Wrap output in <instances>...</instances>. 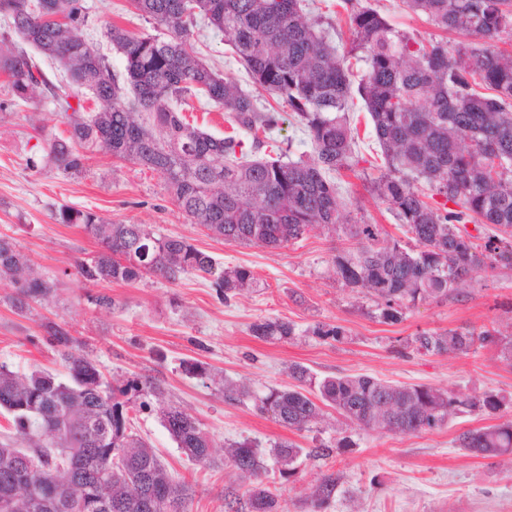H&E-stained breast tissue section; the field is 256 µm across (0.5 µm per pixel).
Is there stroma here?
I'll return each instance as SVG.
<instances>
[{"label":"stroma","instance_id":"obj_1","mask_svg":"<svg viewBox=\"0 0 512 512\" xmlns=\"http://www.w3.org/2000/svg\"><path fill=\"white\" fill-rule=\"evenodd\" d=\"M398 30L420 39L435 36L425 18L409 13L401 0H370ZM91 23L81 35L107 54L113 71L123 69L121 55L110 48L105 25L133 33L151 31L128 0H83ZM192 41L212 67L234 77L245 90L253 85L231 55L224 35L195 29ZM352 122L359 132L358 162L336 180L344 199L343 214L410 245L387 204L371 191L383 164L369 114L356 105ZM60 133L67 125L43 89L28 100L15 99L0 75V235L10 237L30 264L56 283L54 296L18 312L11 305L14 288L0 280V363L26 373L34 369L62 372L53 346L45 339L46 323H55L77 338L105 376L146 377L160 383L170 399L197 418L216 442L213 461L202 467L187 462L155 410L135 409L132 426L160 454L170 473L192 484L188 512H225L224 493L238 486L224 462L227 444L249 438L262 448L289 441L303 448L333 446L328 459L301 457L294 473L281 474L266 459L262 477L275 489L285 512H512V455L476 456L456 439L469 429L491 425L492 417L472 410L442 429L422 434H389L349 427L351 447L336 445L331 430L297 432L255 410L251 401L229 403L211 380L187 375L192 361L207 370L247 383L253 390L293 386L288 367L299 363L317 376L368 375L394 384L428 385L460 396L495 395L502 418L512 417V366L500 348L488 344L465 355H424L409 341L423 332L499 330L512 338V270L481 269L459 296L426 300L383 319L374 299L344 286L331 268L350 240L322 229L281 248L243 245L214 237L190 223L172 201L156 172L102 152L88 155L86 170L69 176L53 168L32 169L42 161L46 143L38 127ZM63 205L93 210L115 224H146L162 233L186 238L227 267H249L255 290L220 300L208 280L194 274L170 283L150 277L135 285L93 284L77 272L90 258L96 241L81 226L54 218ZM105 293L116 306H96ZM263 319L295 325L291 340L255 338L250 326ZM339 327L340 338L312 335L316 325ZM336 474L335 497L314 508L310 492L324 475Z\"/></svg>","mask_w":512,"mask_h":512}]
</instances>
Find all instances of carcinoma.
<instances>
[{
    "mask_svg": "<svg viewBox=\"0 0 512 512\" xmlns=\"http://www.w3.org/2000/svg\"><path fill=\"white\" fill-rule=\"evenodd\" d=\"M440 35L427 41L396 30L366 0H341L353 32L348 54L363 63L353 83L331 24L305 9L304 0H130L153 32L134 34L110 25L105 37L123 57L112 72L99 49L79 30L88 23L81 0H0V74L12 96L28 99L42 87L56 101L69 135L47 139L48 157L66 175L85 170L79 148L97 149L159 173L172 200L193 224L226 242L279 248L317 227L359 242L336 256L333 273L371 295L380 315L394 319L405 304L463 293L481 267L512 268V51L496 48L512 33V0H402ZM224 33L252 84L288 106L307 135L314 157L284 161L261 155L282 115L261 108L257 96L206 64L191 41L198 20ZM19 35L64 68L66 85L49 82L41 66L9 45ZM450 34L482 43L448 41ZM493 91L488 96L477 90ZM91 94L86 109L82 92ZM230 113L235 131L217 137L186 121L187 96ZM368 112L385 169L373 191L388 205L418 249L381 236L375 224L343 223V202L333 174L354 162L356 128L349 112L354 96ZM78 98L72 107L68 98ZM442 197L456 208L435 206ZM60 224H79L100 250L77 265L89 282L134 285L148 276L169 282L195 273L211 279L229 300L257 286L244 266L223 267L182 237L146 224H113L92 210L62 207ZM493 224L499 234L484 244L459 228ZM0 280L16 288L15 307L49 297L55 285L32 270L12 241L0 237ZM67 378L44 370L22 374L0 365V414L15 438L0 442V512H186L193 487L175 480L155 450L132 431L133 393L154 398L161 421L186 459L208 464L214 441L203 424L174 404L149 379L110 381L75 338L48 325ZM253 336L288 340L293 324L265 319ZM497 342L490 331L421 333L412 339L425 354H467ZM289 374L315 390L271 389L256 393L244 383H224V399H249L255 409L292 430L325 420L331 408L363 430L415 434L440 429L460 413L480 408L494 416L493 395L460 398L425 385H393L370 376L314 377L298 363ZM459 447L477 456L512 452V421L461 433ZM271 452L283 468L303 449L292 442ZM226 456L243 479L265 472L258 444L244 439ZM26 457L37 460L19 469ZM336 476L314 492L321 508L336 492ZM228 512H282L278 495L257 482L241 501L225 495Z\"/></svg>",
    "mask_w": 512,
    "mask_h": 512,
    "instance_id": "carcinoma-1",
    "label": "carcinoma"
}]
</instances>
